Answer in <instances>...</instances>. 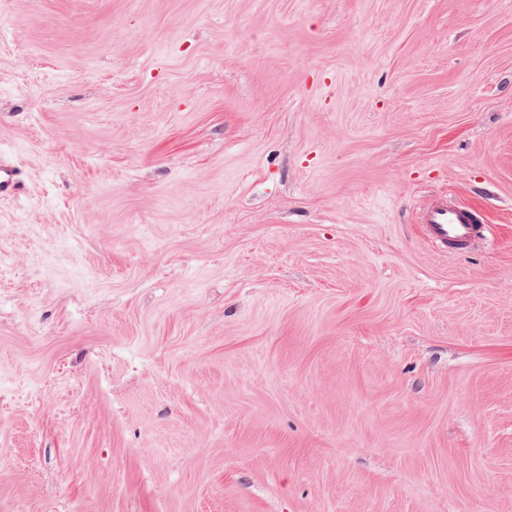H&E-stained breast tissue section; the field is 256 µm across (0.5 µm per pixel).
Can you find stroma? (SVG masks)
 Instances as JSON below:
<instances>
[{
	"label": "stroma",
	"instance_id": "1",
	"mask_svg": "<svg viewBox=\"0 0 512 512\" xmlns=\"http://www.w3.org/2000/svg\"><path fill=\"white\" fill-rule=\"evenodd\" d=\"M0 155V512H512V0H0ZM17 169L10 163L0 160V196L14 197L20 188V179ZM479 213L480 209L471 205L448 206L446 199L438 200L419 216L421 236L444 252L466 249L483 236Z\"/></svg>",
	"mask_w": 512,
	"mask_h": 512
}]
</instances>
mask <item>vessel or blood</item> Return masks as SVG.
Returning <instances> with one entry per match:
<instances>
[{"mask_svg": "<svg viewBox=\"0 0 512 512\" xmlns=\"http://www.w3.org/2000/svg\"><path fill=\"white\" fill-rule=\"evenodd\" d=\"M19 188L17 169L12 164L0 160V196L13 197ZM419 222L424 241L444 252L466 249L481 238L484 232L477 207L451 205L444 199L423 210Z\"/></svg>", "mask_w": 512, "mask_h": 512, "instance_id": "b4317fda", "label": "vessel or blood"}]
</instances>
